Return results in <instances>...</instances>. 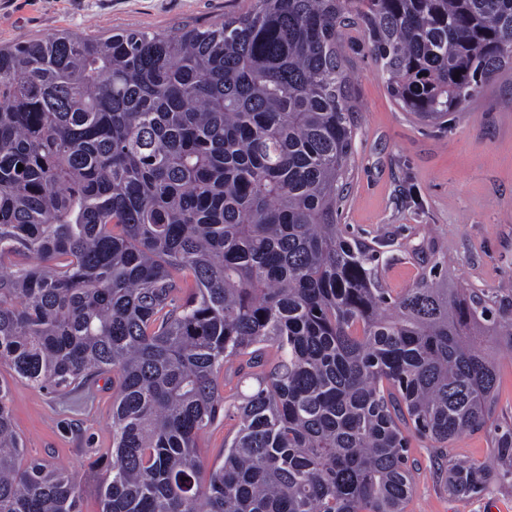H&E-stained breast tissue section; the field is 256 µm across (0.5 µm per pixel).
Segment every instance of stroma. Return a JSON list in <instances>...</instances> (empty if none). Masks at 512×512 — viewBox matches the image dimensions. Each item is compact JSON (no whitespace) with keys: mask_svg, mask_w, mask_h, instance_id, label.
Returning a JSON list of instances; mask_svg holds the SVG:
<instances>
[{"mask_svg":"<svg viewBox=\"0 0 512 512\" xmlns=\"http://www.w3.org/2000/svg\"><path fill=\"white\" fill-rule=\"evenodd\" d=\"M250 6L251 0H0V45L63 30L97 36L203 27ZM342 55L357 114L343 231L377 251L379 277L396 293L428 270L433 248L463 287L489 293L512 287V69L433 127L390 98L359 30L344 32ZM495 357L494 428L461 435L445 448L412 438L408 512H512V465L497 446L498 430L512 429V353ZM0 380L10 385L27 457L66 469L80 485L83 512H99L101 462L112 448L111 376L92 382L81 403L16 378L4 363ZM452 461L485 466L495 480L479 492L451 496Z\"/></svg>","mask_w":512,"mask_h":512,"instance_id":"1","label":"stroma"}]
</instances>
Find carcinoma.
<instances>
[{
  "label": "carcinoma",
  "instance_id": "obj_1",
  "mask_svg": "<svg viewBox=\"0 0 512 512\" xmlns=\"http://www.w3.org/2000/svg\"><path fill=\"white\" fill-rule=\"evenodd\" d=\"M352 25L428 125L512 64V0H254L0 47V361L55 391L117 376L100 512H406L411 437L492 421L484 344L512 352V294L458 287L437 255L394 295L338 224ZM9 393L0 512H82L68 472L25 456ZM230 411L208 469L198 435ZM489 481L454 462L448 493Z\"/></svg>",
  "mask_w": 512,
  "mask_h": 512
}]
</instances>
